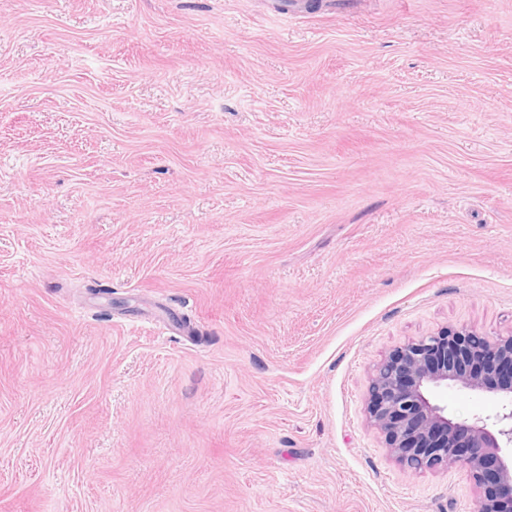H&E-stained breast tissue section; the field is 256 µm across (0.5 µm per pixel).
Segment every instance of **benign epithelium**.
Returning a JSON list of instances; mask_svg holds the SVG:
<instances>
[{"mask_svg":"<svg viewBox=\"0 0 512 512\" xmlns=\"http://www.w3.org/2000/svg\"><path fill=\"white\" fill-rule=\"evenodd\" d=\"M448 385L512 398V336L489 338L462 327L398 348L373 375L370 420L405 467L458 468L483 489L477 512H502L499 488L512 489V403L459 421L434 399Z\"/></svg>","mask_w":512,"mask_h":512,"instance_id":"7a95c632","label":"benign epithelium"}]
</instances>
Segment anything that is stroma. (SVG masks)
Listing matches in <instances>:
<instances>
[{
    "instance_id": "35a3bbf8",
    "label": "stroma",
    "mask_w": 512,
    "mask_h": 512,
    "mask_svg": "<svg viewBox=\"0 0 512 512\" xmlns=\"http://www.w3.org/2000/svg\"><path fill=\"white\" fill-rule=\"evenodd\" d=\"M462 326L512 335V0H0V512H477L367 413Z\"/></svg>"
}]
</instances>
